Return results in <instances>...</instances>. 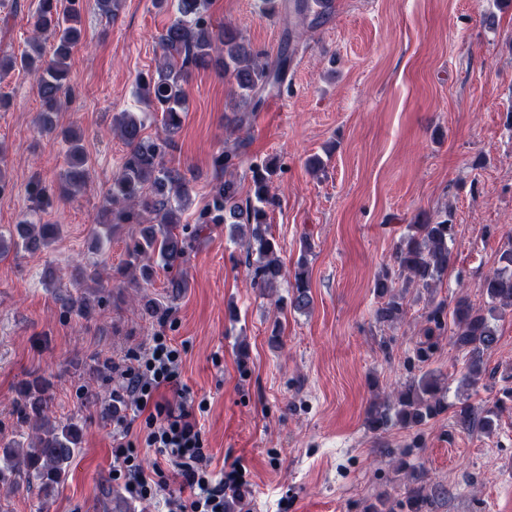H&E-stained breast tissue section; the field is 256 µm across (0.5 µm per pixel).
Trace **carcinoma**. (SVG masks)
Returning <instances> with one entry per match:
<instances>
[{"label":"carcinoma","mask_w":512,"mask_h":512,"mask_svg":"<svg viewBox=\"0 0 512 512\" xmlns=\"http://www.w3.org/2000/svg\"><path fill=\"white\" fill-rule=\"evenodd\" d=\"M316 9L311 0H298L295 6L296 25L314 29L330 12L331 0H320ZM160 10L174 8V18L160 37L162 55L156 66L157 77L142 76L138 80L141 97L162 113L166 137L152 139L143 135V123L134 113L121 111L112 116V127L128 148L120 171L112 177L98 227L93 230L94 246L125 224L140 227V237L128 246L123 265L116 269L122 276L132 268L141 270L148 279L153 265L168 269L184 255L188 247L186 227L180 214L190 200L189 181L178 170L168 168L164 157L174 147L173 136L182 125L187 95L184 83L191 68H213L233 77L239 99L234 115L235 129L251 122L265 104V95L282 84L288 59L289 42H284L279 59L271 64L263 61L265 52L252 48L241 33L228 25H215L208 15L210 0H153ZM34 37L50 35L54 42L52 57L42 60V48L32 44V52L0 57V78L15 70L29 72L36 78L43 110L36 128L41 134L61 135L67 143V168L60 176V195L65 197L89 176L91 164L81 143V137L67 128L61 131L51 115L58 111L61 95L70 73L73 49L82 41L78 27L80 13L75 0H38L33 14ZM238 153L224 150L214 157L215 172L221 177L213 184L209 199L199 213L200 224H229L232 239L245 242L247 259L252 269V285L262 291L277 287L286 270L277 255L278 244L268 236L267 216L278 204L271 193L280 165L274 159L254 164L251 188L241 197L234 176ZM59 232L56 224H42L34 215L23 216L14 225L10 238L0 233V256L10 250L36 253L51 244ZM454 237V224L448 214H419L416 223L407 225V232L395 249L393 270H385L376 278L373 289L380 303L375 310L377 323L394 326L407 313L406 291L409 287L431 292L448 274L454 264L449 242ZM504 266L484 278L482 292L487 306L477 308L465 298H459L451 312L453 344L468 355L465 379L472 382L485 374L483 356L497 344L494 322L512 315V249L503 252ZM292 277L289 305L305 311L312 304L309 289L307 258L297 263ZM92 308L88 297L71 293L61 297V309L66 313L88 315ZM445 305L434 306L426 316L429 327L424 341L417 348L419 361L438 345L445 329ZM48 381L37 376L21 384L17 390V411L20 425L31 430L30 442L11 441L0 445V482L39 485L49 496L65 482L68 467L79 451L82 436L81 419L65 420L51 415ZM498 403L475 406L468 401L459 403L457 421L468 429L489 432L495 426ZM448 411L447 386L439 376L427 372L412 377L402 389L381 403L369 407L365 425L373 433L400 426L413 429L427 424ZM432 503V493L422 476L411 477L404 500L399 507L406 512H426Z\"/></svg>","instance_id":"obj_1"}]
</instances>
